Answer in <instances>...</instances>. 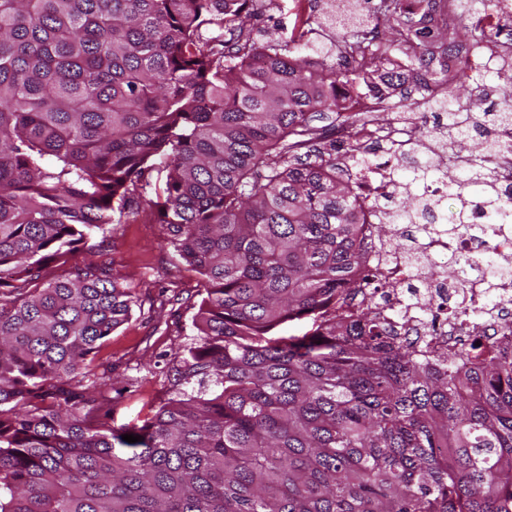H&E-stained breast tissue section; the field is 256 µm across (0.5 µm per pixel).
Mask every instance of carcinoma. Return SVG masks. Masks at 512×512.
<instances>
[{
	"label": "carcinoma",
	"instance_id": "carcinoma-1",
	"mask_svg": "<svg viewBox=\"0 0 512 512\" xmlns=\"http://www.w3.org/2000/svg\"><path fill=\"white\" fill-rule=\"evenodd\" d=\"M403 2L377 0L332 62L255 42L256 0H0V512H512V343L398 333L384 285L352 277L336 124L311 127L377 56L429 68ZM451 2L487 40L474 0ZM458 66L432 104L450 144L490 74ZM456 186L502 210L479 157ZM138 218L202 299L167 398L116 427L91 361L137 298L93 260L47 270Z\"/></svg>",
	"mask_w": 512,
	"mask_h": 512
}]
</instances>
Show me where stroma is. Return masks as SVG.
<instances>
[{"mask_svg": "<svg viewBox=\"0 0 512 512\" xmlns=\"http://www.w3.org/2000/svg\"><path fill=\"white\" fill-rule=\"evenodd\" d=\"M296 21L293 0H258L248 22L251 38L265 43L289 36ZM424 118L427 129L445 118L425 111L416 99L399 96L397 105L367 113L372 127L385 130ZM166 227L131 221L109 225L104 236L95 237L92 252L71 254L66 264L54 266L53 274L88 259L109 264L138 298L128 324L113 332L97 353L96 363L111 365L112 385L123 392L115 407L117 424L144 417L162 397V373L176 352L189 345L196 333L192 319L200 298L196 280L182 260L166 245Z\"/></svg>", "mask_w": 512, "mask_h": 512, "instance_id": "obj_1", "label": "stroma"}]
</instances>
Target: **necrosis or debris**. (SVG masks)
<instances>
[{
  "mask_svg": "<svg viewBox=\"0 0 512 512\" xmlns=\"http://www.w3.org/2000/svg\"><path fill=\"white\" fill-rule=\"evenodd\" d=\"M488 152V170L502 197L512 196V121L498 123ZM375 130L363 128L353 133L352 150L345 163L353 193L361 206L358 236L364 254L358 276L380 278L385 285L379 300L384 309L399 312L403 335L430 329L439 345L457 343L479 329L485 336L512 335V225L494 223L477 201H469V222L465 231L454 234L422 224L418 227L420 248L408 254L397 240L405 231L393 227L381 235L379 226L387 222L385 200L399 196L394 178V160L401 147L420 136L419 126L409 124L389 132L390 147L385 155L370 157L369 142ZM491 254L502 273L489 279L479 260ZM461 259L455 277L444 279L434 266L447 257Z\"/></svg>",
  "mask_w": 512,
  "mask_h": 512,
  "instance_id": "1",
  "label": "necrosis or debris"
}]
</instances>
